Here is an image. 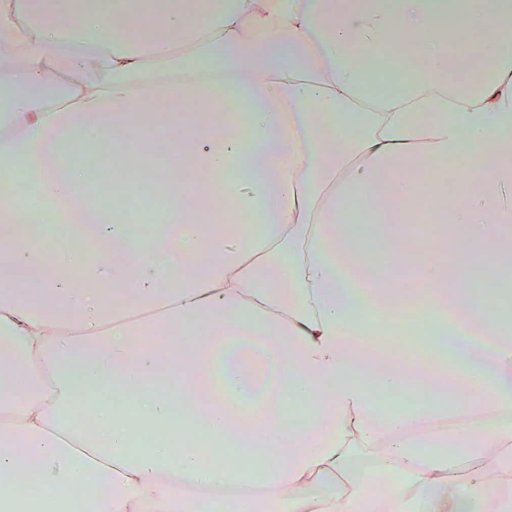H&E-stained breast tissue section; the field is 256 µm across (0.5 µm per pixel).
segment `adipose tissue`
Segmentation results:
<instances>
[{
  "instance_id": "1",
  "label": "adipose tissue",
  "mask_w": 512,
  "mask_h": 512,
  "mask_svg": "<svg viewBox=\"0 0 512 512\" xmlns=\"http://www.w3.org/2000/svg\"><path fill=\"white\" fill-rule=\"evenodd\" d=\"M509 43L512 0H0V158H32L105 247L58 253L59 277L40 247L0 253L20 298L0 304V362L21 374L0 387V512H42L28 474L88 512H490L512 485V319L460 289L512 230ZM394 58L410 82L375 94ZM159 61L203 79L160 81ZM123 132L151 172L188 175L148 246L61 165L65 143ZM217 200L257 223L200 229ZM185 242L205 267L166 262ZM393 308L428 337L376 341ZM174 371L191 430L149 386ZM114 384L173 443L133 453L105 405L97 434L71 421L77 389ZM190 431L224 456L183 453Z\"/></svg>"
}]
</instances>
